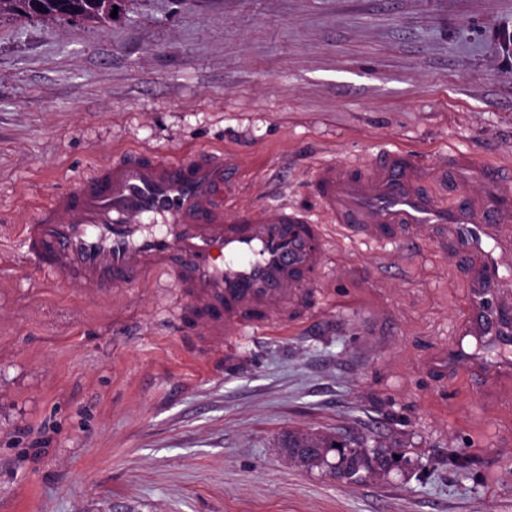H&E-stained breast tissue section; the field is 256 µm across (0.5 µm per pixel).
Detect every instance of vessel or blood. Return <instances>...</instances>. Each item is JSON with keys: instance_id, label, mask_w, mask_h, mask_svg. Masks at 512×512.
<instances>
[{"instance_id": "1", "label": "vessel or blood", "mask_w": 512, "mask_h": 512, "mask_svg": "<svg viewBox=\"0 0 512 512\" xmlns=\"http://www.w3.org/2000/svg\"><path fill=\"white\" fill-rule=\"evenodd\" d=\"M473 169L474 190L460 181ZM436 180L456 191L452 206L432 190ZM311 188L318 219L288 203L237 211L223 151L119 150L37 207L22 226L25 255L78 298L172 281L217 341L307 321L309 290L334 260L329 227L383 250L433 243L465 271L467 297L455 345L434 350L429 370L512 375V170L477 168L453 152L434 167L398 147L365 162L314 164Z\"/></svg>"}]
</instances>
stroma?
<instances>
[{"label": "stroma", "instance_id": "35a3bbf8", "mask_svg": "<svg viewBox=\"0 0 512 512\" xmlns=\"http://www.w3.org/2000/svg\"><path fill=\"white\" fill-rule=\"evenodd\" d=\"M0 18V512H512V377L440 378L464 271L336 240L302 329L218 344L180 292L70 298L19 227L113 148L223 147L242 207L318 212L320 161L512 162V0H112ZM397 455L353 483L291 431Z\"/></svg>", "mask_w": 512, "mask_h": 512}]
</instances>
